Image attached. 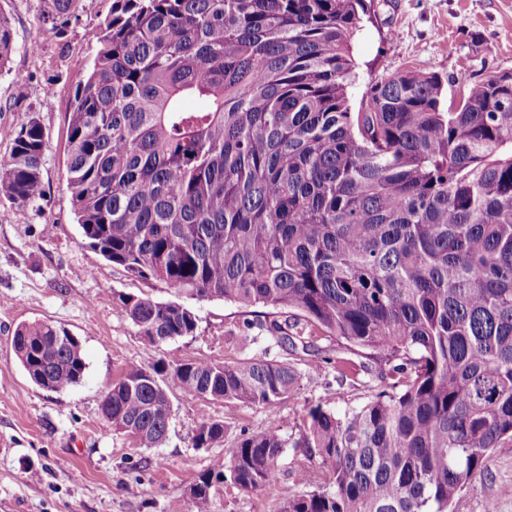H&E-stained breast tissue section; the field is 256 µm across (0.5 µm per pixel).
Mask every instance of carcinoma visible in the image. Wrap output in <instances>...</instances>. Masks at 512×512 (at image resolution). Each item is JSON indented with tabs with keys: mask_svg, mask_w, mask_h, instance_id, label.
I'll return each instance as SVG.
<instances>
[{
	"mask_svg": "<svg viewBox=\"0 0 512 512\" xmlns=\"http://www.w3.org/2000/svg\"><path fill=\"white\" fill-rule=\"evenodd\" d=\"M60 20L79 0H46ZM366 0H113L74 95L67 187L83 240L177 294L300 313L391 385L338 414L310 407L298 436L241 434L190 488L260 490L283 449L328 467L325 486L280 512H448L493 448L512 438V73L470 84L443 108L439 78H373L353 112L351 39ZM14 50L0 17V68ZM0 200L43 194L37 115L6 132ZM153 346L197 327L172 301L119 293ZM278 346L308 347L277 318ZM12 349L48 391L79 384V341L44 320ZM344 384L349 359L320 358ZM213 399L272 405L300 388L287 361L133 363L101 411L139 446L164 440L172 405L158 375ZM224 439L202 421L194 445Z\"/></svg>",
	"mask_w": 512,
	"mask_h": 512,
	"instance_id": "obj_1",
	"label": "carcinoma"
}]
</instances>
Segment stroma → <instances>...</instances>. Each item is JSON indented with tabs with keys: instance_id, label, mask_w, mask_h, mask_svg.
<instances>
[{
	"instance_id": "35a3bbf8",
	"label": "stroma",
	"mask_w": 512,
	"mask_h": 512,
	"mask_svg": "<svg viewBox=\"0 0 512 512\" xmlns=\"http://www.w3.org/2000/svg\"><path fill=\"white\" fill-rule=\"evenodd\" d=\"M370 20L352 41L355 81L349 103L359 108L371 78L415 68L440 77L442 102L490 72H512V0H373ZM45 0H0L15 49L0 71V128L36 114L48 134L42 166L44 193L18 209L0 200V512H182L191 486L224 454L240 432L279 424L298 434L310 406L336 412L364 403L378 379L359 374L337 385L330 365L316 367L314 352L270 347L273 360L290 362L299 390L273 405L216 400L167 386L173 407L164 442L156 448L114 431L101 412L109 386L131 363L158 356L238 364L263 352L261 311L221 299H185L197 316L193 335L152 350L116 308V293L159 301L164 284L127 273L85 244L67 188V128L77 86L95 55L89 39L112 12V0H79L63 35L44 21ZM38 52H30V45ZM40 319L65 328L81 345L85 375L74 387L51 392L19 365L11 338L16 327ZM254 328L245 329L244 320ZM224 424V439L195 447L202 420ZM325 470L301 448L284 449L266 489L216 484L211 512H279L286 497L321 486ZM453 512H512V439L494 448L452 505Z\"/></svg>"
}]
</instances>
